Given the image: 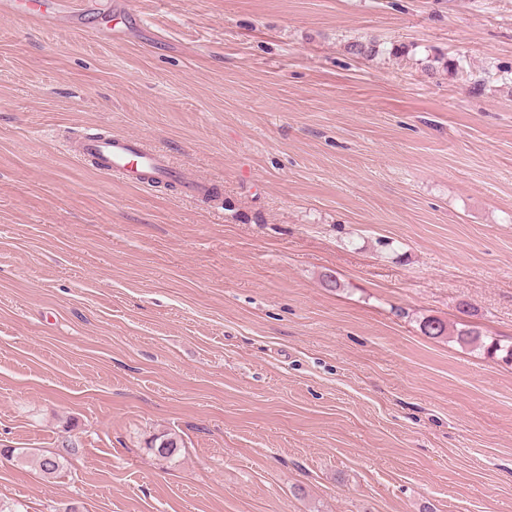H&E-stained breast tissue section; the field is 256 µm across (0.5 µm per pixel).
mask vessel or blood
Instances as JSON below:
<instances>
[{
	"label": "vessel or blood",
	"mask_w": 512,
	"mask_h": 512,
	"mask_svg": "<svg viewBox=\"0 0 512 512\" xmlns=\"http://www.w3.org/2000/svg\"><path fill=\"white\" fill-rule=\"evenodd\" d=\"M22 3L0 0V12L45 30L74 27L83 17L96 16L101 24L94 33L103 39L118 36L120 24L130 19L125 0H40L26 11ZM67 150L97 171L120 175L136 186L175 182L187 196L208 199L214 195L213 184L178 170L165 152L139 137L112 133L86 136L70 143Z\"/></svg>",
	"instance_id": "b4317fda"
}]
</instances>
